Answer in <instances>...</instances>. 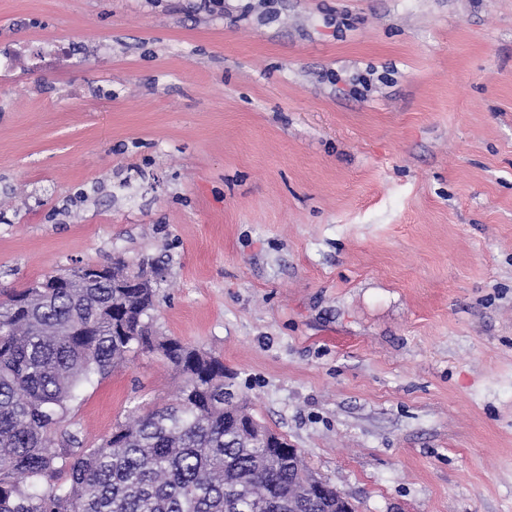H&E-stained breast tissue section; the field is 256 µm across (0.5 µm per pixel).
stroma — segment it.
<instances>
[{
    "label": "stroma",
    "instance_id": "1",
    "mask_svg": "<svg viewBox=\"0 0 512 512\" xmlns=\"http://www.w3.org/2000/svg\"><path fill=\"white\" fill-rule=\"evenodd\" d=\"M17 47L0 295L158 264L157 330L356 512H512V0H0ZM180 383L141 352L73 412Z\"/></svg>",
    "mask_w": 512,
    "mask_h": 512
}]
</instances>
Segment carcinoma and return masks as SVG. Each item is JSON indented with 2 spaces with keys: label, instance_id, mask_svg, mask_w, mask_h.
Listing matches in <instances>:
<instances>
[{
  "label": "carcinoma",
  "instance_id": "carcinoma-1",
  "mask_svg": "<svg viewBox=\"0 0 512 512\" xmlns=\"http://www.w3.org/2000/svg\"><path fill=\"white\" fill-rule=\"evenodd\" d=\"M106 271L75 266L0 301V512H288L313 475L301 456L244 443L224 422V361L151 328L152 279L114 288L128 265ZM136 351L160 353L182 386L87 444L70 418L79 387Z\"/></svg>",
  "mask_w": 512,
  "mask_h": 512
}]
</instances>
